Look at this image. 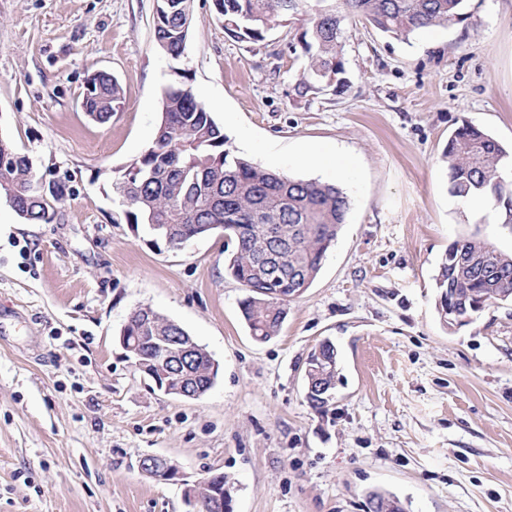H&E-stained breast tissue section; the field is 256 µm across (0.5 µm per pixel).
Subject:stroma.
Wrapping results in <instances>:
<instances>
[{
	"label": "stroma",
	"instance_id": "obj_1",
	"mask_svg": "<svg viewBox=\"0 0 512 512\" xmlns=\"http://www.w3.org/2000/svg\"><path fill=\"white\" fill-rule=\"evenodd\" d=\"M156 0H0V138L27 154L49 224L0 198V512H187L184 486L141 473L163 456L197 481L228 477L232 512H512V304L448 328L433 276L474 233L512 252L498 215L465 213L442 154L470 123L512 144V0H469L461 23L409 40L345 23L339 90L299 95L310 27L264 41L224 32L194 0L183 56L153 38ZM116 77L109 123L82 108L88 77ZM186 77L235 155L300 179L306 147L339 151L350 210L277 337L253 340L216 231L173 249L128 223L113 182L151 146L165 87ZM148 306L218 365L196 400L158 390L118 336ZM337 351L326 414L305 398L322 341Z\"/></svg>",
	"mask_w": 512,
	"mask_h": 512
}]
</instances>
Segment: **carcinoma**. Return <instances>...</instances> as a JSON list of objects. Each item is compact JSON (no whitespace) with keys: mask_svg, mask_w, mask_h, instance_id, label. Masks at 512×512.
<instances>
[{"mask_svg":"<svg viewBox=\"0 0 512 512\" xmlns=\"http://www.w3.org/2000/svg\"><path fill=\"white\" fill-rule=\"evenodd\" d=\"M325 0H213L224 32L237 41L261 42L283 18L306 13L311 28L301 37L307 58L296 90L303 96L330 78L343 86L342 62L346 16L361 17L381 32L407 40L416 33L468 19L467 0H342L344 11ZM193 0H157L153 21L156 45L173 59L185 51L184 18ZM82 107L96 122L112 119L122 103V88L110 73L89 78ZM162 146L152 144L113 186L125 207L128 223L144 224L161 239L184 245L220 229L224 271L246 290L240 302L252 336L266 342L278 335L293 301L312 285L328 249L345 223L350 201L343 189L319 180L296 179L265 170L232 154L224 130L214 121L192 87L167 86L162 96ZM512 151L482 129L465 123L448 138L443 154L448 191L456 198L486 194L500 208L502 223L512 225V189L500 175ZM0 196L26 221L49 223L52 205L41 193L30 158L0 139ZM280 261L283 273L272 283L269 260ZM435 308L448 321V308L470 316L486 306L512 302V255L476 234L452 241L434 275ZM127 345L137 336H186L179 324L155 310L129 318L122 329ZM153 353L130 351L143 372L153 370ZM309 386L305 398L319 414L327 412L336 384V352L330 341L320 344L306 361ZM187 375L186 391L206 394L217 376L212 356L198 347L179 368Z\"/></svg>","mask_w":512,"mask_h":512,"instance_id":"1","label":"carcinoma"}]
</instances>
